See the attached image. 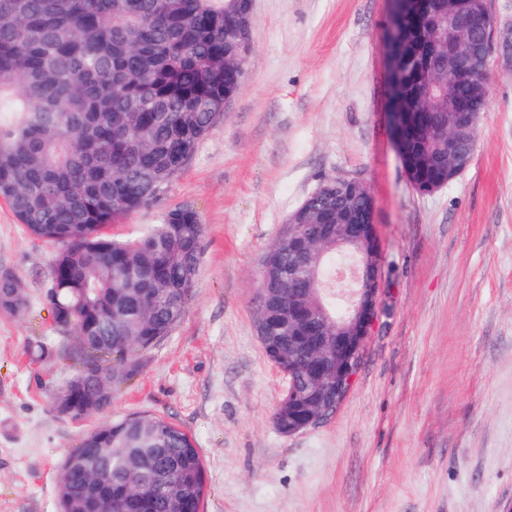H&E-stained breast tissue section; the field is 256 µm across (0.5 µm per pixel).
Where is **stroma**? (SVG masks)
<instances>
[{
    "mask_svg": "<svg viewBox=\"0 0 512 512\" xmlns=\"http://www.w3.org/2000/svg\"><path fill=\"white\" fill-rule=\"evenodd\" d=\"M388 0H253L244 83L163 200L125 238L191 206L205 226L196 288L169 336L137 356L102 412L59 414L79 365L31 361L56 332L43 305L56 249L0 201V268L28 316L0 313V512H56L61 466L91 428L171 420L203 459L204 512H505L512 505V57L493 44L469 167L409 184L387 118ZM328 178L362 182L382 248L379 312L328 420L281 435L287 380L256 331L265 256Z\"/></svg>",
    "mask_w": 512,
    "mask_h": 512,
    "instance_id": "stroma-1",
    "label": "stroma"
}]
</instances>
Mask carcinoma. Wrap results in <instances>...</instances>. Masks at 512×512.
<instances>
[{
    "instance_id": "cac0c4a2",
    "label": "carcinoma",
    "mask_w": 512,
    "mask_h": 512,
    "mask_svg": "<svg viewBox=\"0 0 512 512\" xmlns=\"http://www.w3.org/2000/svg\"><path fill=\"white\" fill-rule=\"evenodd\" d=\"M252 16L251 0H0V200L25 232L58 247L44 294L55 327L73 331L68 354L81 361L68 408L72 417L100 412L130 361L169 335L196 287L204 225L187 206L143 224L131 239L107 228L159 202L188 166L210 129L224 118V99L244 82L229 31ZM403 36L391 78L403 112L404 170L427 193L448 184L452 105L475 114L488 107L483 84L448 85V31L464 23L448 0H408L390 19ZM370 192L352 181H325L307 206L299 232L327 221L366 224ZM322 256L294 285L326 288L336 277V233L313 246ZM266 281L288 309V247L268 251ZM28 298L15 274L0 270V312L24 316ZM324 336L326 310L306 304ZM271 346L288 349V315L258 306ZM173 473L152 496L123 494ZM203 461L192 438L146 413L88 432L64 461L59 512H199Z\"/></svg>"
}]
</instances>
